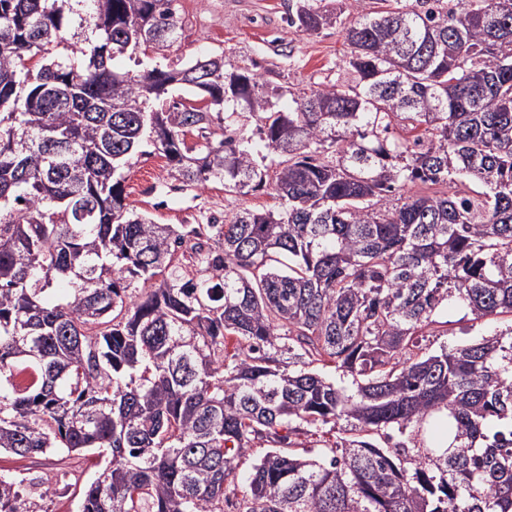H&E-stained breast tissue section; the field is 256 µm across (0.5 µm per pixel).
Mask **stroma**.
<instances>
[{"instance_id":"35a3bbf8","label":"stroma","mask_w":512,"mask_h":512,"mask_svg":"<svg viewBox=\"0 0 512 512\" xmlns=\"http://www.w3.org/2000/svg\"><path fill=\"white\" fill-rule=\"evenodd\" d=\"M295 0H177L185 25L181 38L166 53L176 65L203 53L223 55L230 70H254L273 84L291 90L317 88L345 76L347 47L339 27L309 35L288 24ZM127 201L159 224H203L208 218L231 216L241 208L266 209L274 204L268 191L239 195L213 181L181 188L170 174L166 158L152 142L143 141L131 160L124 183ZM447 336H430L429 352L441 345L467 343L512 327V316L473 322L462 310L449 309ZM99 465L91 456L0 455V474L22 481L37 512H79L86 486L97 477Z\"/></svg>"}]
</instances>
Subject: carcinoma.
I'll return each instance as SVG.
<instances>
[{"mask_svg": "<svg viewBox=\"0 0 512 512\" xmlns=\"http://www.w3.org/2000/svg\"><path fill=\"white\" fill-rule=\"evenodd\" d=\"M323 2L288 24L339 26L347 78L279 107L222 54L142 59L176 0H0V452L105 461L79 512H223L258 443L236 512H512V328L421 344L512 314V0ZM147 133L276 204L156 223L124 189ZM471 316L464 317V311L459 308H448V314L445 311L443 320L448 319V336H428L423 341V347L427 348V352H439L440 345H447L448 348L457 344L467 343L481 338V335L492 334L495 331H505L510 328V314H502L494 320L488 322L470 321Z\"/></svg>", "mask_w": 512, "mask_h": 512, "instance_id": "obj_1", "label": "carcinoma"}]
</instances>
